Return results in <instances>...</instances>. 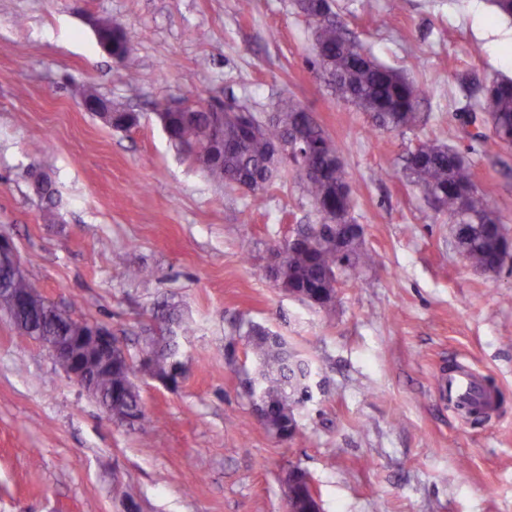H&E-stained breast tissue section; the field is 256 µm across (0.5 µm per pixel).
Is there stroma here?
<instances>
[{"label":"stroma","mask_w":512,"mask_h":512,"mask_svg":"<svg viewBox=\"0 0 512 512\" xmlns=\"http://www.w3.org/2000/svg\"><path fill=\"white\" fill-rule=\"evenodd\" d=\"M387 14L393 27H380ZM102 17L135 45L128 60L98 47ZM331 17L424 87V125L382 131L338 101L311 65L296 0L246 12L240 0H0V234L39 294L108 327L132 360L158 308L191 325L177 385L135 375L145 417L130 425L0 317V512H287L292 470L321 512H512V262L471 268L404 171L421 141L458 148L512 238V149L468 122L491 81L512 78V18L490 0H331ZM83 86L139 124L116 130L85 112ZM191 94L260 118L294 99L337 144L374 265L340 270L329 308L266 272L275 242L321 221L296 173L258 207L208 181L156 118ZM35 167L53 199L36 194ZM131 266L148 277L130 279ZM251 324L310 370L300 438L254 416ZM459 363L496 388V412L449 410L438 384Z\"/></svg>","instance_id":"1"}]
</instances>
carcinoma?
I'll return each instance as SVG.
<instances>
[{"instance_id":"carcinoma-1","label":"carcinoma","mask_w":512,"mask_h":512,"mask_svg":"<svg viewBox=\"0 0 512 512\" xmlns=\"http://www.w3.org/2000/svg\"><path fill=\"white\" fill-rule=\"evenodd\" d=\"M297 5L300 13L314 22V39L332 61L334 72L328 85L336 97L371 113L375 125L387 131L420 123L418 107L424 90L418 83L365 53L348 38L338 22L321 19L330 11L327 0H297ZM97 25L103 37L112 38V52L118 59L133 53L134 47L117 22L102 18L97 20ZM195 104L194 112H158L156 116L170 143L181 152L188 144L204 147L221 132L226 138H234L232 149L219 158L203 151L188 155L211 182L233 185L249 194L254 205H260L278 175L289 169V163L276 156L275 143L298 130L309 148L313 168V174L300 178L303 192L314 205L344 213L343 223L351 224L353 200L338 148L322 127L310 120L302 105L288 99L277 111L259 121L257 131L241 132L236 113L220 114L217 106L202 98L195 99ZM483 110L486 120L476 136L483 140L491 138L494 144L511 148L512 78L497 79L486 88ZM100 120L111 128L126 130L139 124V115L120 112L116 122L110 115H103ZM405 172L422 192L437 196L440 211L448 214L456 242L464 243V258L471 267L492 269L504 257L512 255V241L503 231L497 208L479 187L472 165L458 149L432 140L422 141L409 154ZM343 246L341 251L327 244L316 247L306 244L293 249L286 240L277 243L276 247L285 254V263L274 274V281L307 299L322 290L336 292L338 268L346 266L354 271L374 264L373 255L364 248L363 236L351 227L345 231ZM62 326L60 318L42 311L22 320L17 331L26 336L31 329L51 332ZM245 337L247 346L263 366L262 377L267 382L265 402L271 406L269 429L286 430L288 406L302 404L310 398L304 383L308 369L261 327L249 325ZM162 340L164 348L151 352L153 367L147 373L151 378L180 369L175 360L174 331H168ZM136 372L132 366L127 373L105 376L100 386L103 391L112 392L113 403L128 414L137 413L142 418L144 410L138 391L124 388L129 383V374Z\"/></svg>"}]
</instances>
